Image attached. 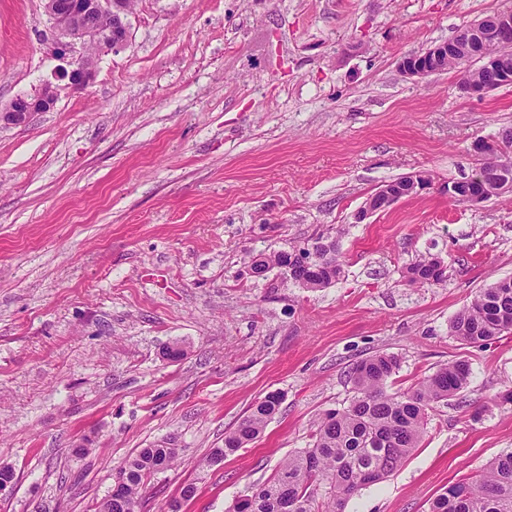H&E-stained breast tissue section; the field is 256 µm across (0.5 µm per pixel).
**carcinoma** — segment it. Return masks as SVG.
<instances>
[{"instance_id":"carcinoma-1","label":"carcinoma","mask_w":512,"mask_h":512,"mask_svg":"<svg viewBox=\"0 0 512 512\" xmlns=\"http://www.w3.org/2000/svg\"><path fill=\"white\" fill-rule=\"evenodd\" d=\"M317 272L296 275L311 291L326 288L342 272L334 252L319 255ZM443 261L423 257L407 270L411 286L444 283ZM451 335L465 345H488L512 333V280H497L477 293L449 324ZM393 355L377 352L350 371L352 392L341 409L328 410L311 427L308 447L291 452L275 473L250 485L228 512H345L361 489L398 471L428 433L431 411L468 384L471 366L459 357L421 378L406 391L389 394L388 380L398 371ZM282 397L270 392L255 400L237 425L224 435L223 457L257 439L279 412ZM177 460L174 448H142L112 478V507L98 512H139L151 477ZM196 493L182 486L165 512H181ZM428 512H512V451L490 461L477 474L458 480L430 503Z\"/></svg>"}]
</instances>
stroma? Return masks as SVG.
Here are the masks:
<instances>
[{
  "label": "stroma",
  "mask_w": 512,
  "mask_h": 512,
  "mask_svg": "<svg viewBox=\"0 0 512 512\" xmlns=\"http://www.w3.org/2000/svg\"><path fill=\"white\" fill-rule=\"evenodd\" d=\"M512 0H137L127 44L92 84L56 80L44 0H0V106L54 83L57 100L0 124V512H92L142 448L178 451L141 512L186 483L182 512H228L351 395L348 371L398 358L400 392L468 358L420 448L346 512H426L441 489L512 449V335L449 331L512 276V195L478 206L443 186L471 145L512 130V86L483 98L462 68L419 80L401 58ZM433 185L356 223L380 184ZM335 238L342 274L311 291L247 254ZM441 257L437 288L406 282ZM181 344L171 360L165 350ZM279 413L247 448L212 449L267 393Z\"/></svg>",
  "instance_id": "stroma-1"
}]
</instances>
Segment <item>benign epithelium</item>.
I'll list each match as a JSON object with an SVG mask.
<instances>
[{
  "label": "benign epithelium",
  "instance_id": "1",
  "mask_svg": "<svg viewBox=\"0 0 512 512\" xmlns=\"http://www.w3.org/2000/svg\"><path fill=\"white\" fill-rule=\"evenodd\" d=\"M45 12L50 21L53 51L59 66L57 78L68 80L74 88H83L95 78L102 55L122 47L128 35V17L133 14L127 0H46ZM470 65L463 75L460 89L470 97L482 98L488 92L512 84V11L500 12L465 25L446 42L409 55L399 62L401 72L410 79L448 69V60ZM56 90L44 85L32 95L18 96L0 108V123L20 124L36 112L51 110ZM506 142L503 137L492 141L477 139L472 151L484 161L500 154ZM432 179L425 172L404 177L402 185L392 182L378 186L356 213L362 223L372 215L390 210L405 197L418 195L431 188ZM451 201L478 206L494 196L512 193V174L488 171L477 166L469 174L443 187ZM336 241H318L305 251L295 250L303 268L314 265L317 251H330Z\"/></svg>",
  "mask_w": 512,
  "mask_h": 512
}]
</instances>
